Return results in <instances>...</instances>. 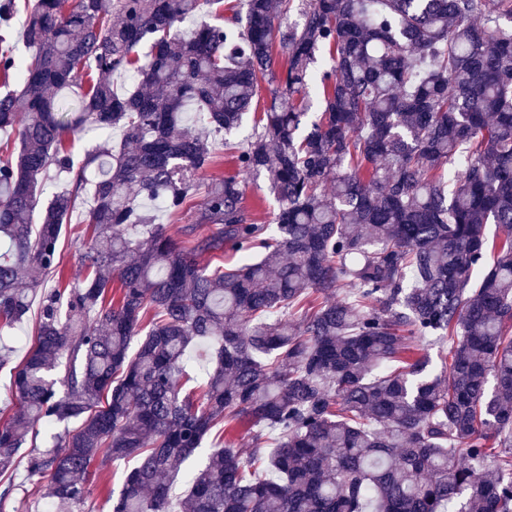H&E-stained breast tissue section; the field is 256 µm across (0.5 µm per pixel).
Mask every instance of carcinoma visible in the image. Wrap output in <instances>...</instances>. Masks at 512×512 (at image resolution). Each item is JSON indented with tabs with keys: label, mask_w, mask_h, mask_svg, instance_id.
Instances as JSON below:
<instances>
[{
	"label": "carcinoma",
	"mask_w": 512,
	"mask_h": 512,
	"mask_svg": "<svg viewBox=\"0 0 512 512\" xmlns=\"http://www.w3.org/2000/svg\"><path fill=\"white\" fill-rule=\"evenodd\" d=\"M293 2L34 0L20 58L18 0H0V131L16 133L0 333L41 296L0 473L36 426L62 428L28 473L63 512L121 459L111 512H173L217 425L251 448L220 443L185 472L181 512H512V0H309L282 28ZM277 48L286 68L236 173L205 187L197 221L217 231L185 251L150 205L190 202L209 139L239 127ZM116 73L136 79L119 92ZM88 125L123 138L76 170L65 135ZM258 173L272 227L245 205ZM87 190L84 277L49 288ZM446 343L436 373L428 347ZM194 347L213 364L201 396Z\"/></svg>",
	"instance_id": "obj_1"
}]
</instances>
